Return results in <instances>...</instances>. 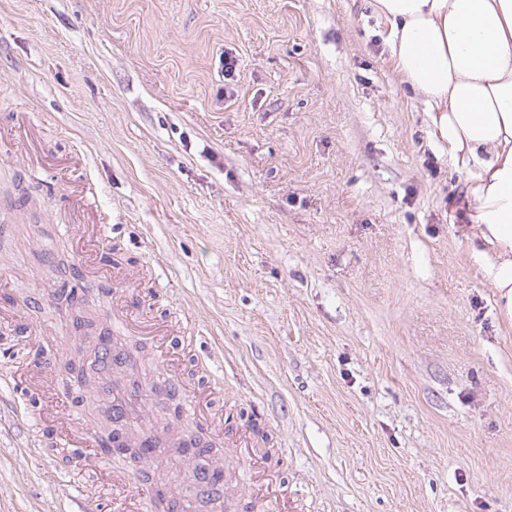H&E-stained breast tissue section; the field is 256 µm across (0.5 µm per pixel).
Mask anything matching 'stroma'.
Listing matches in <instances>:
<instances>
[{"mask_svg": "<svg viewBox=\"0 0 512 512\" xmlns=\"http://www.w3.org/2000/svg\"><path fill=\"white\" fill-rule=\"evenodd\" d=\"M373 0H0V307L49 336L55 370L89 333L51 301L84 280L62 163L105 219L100 263L140 270L137 313L179 317L186 384L223 387L231 427L273 436L282 500L227 470L234 512H512V318L481 277L465 176L395 67ZM61 447L15 421L0 378V512H118L90 471L105 403Z\"/></svg>", "mask_w": 512, "mask_h": 512, "instance_id": "1", "label": "stroma"}]
</instances>
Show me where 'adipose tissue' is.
Returning a JSON list of instances; mask_svg holds the SVG:
<instances>
[{
  "mask_svg": "<svg viewBox=\"0 0 512 512\" xmlns=\"http://www.w3.org/2000/svg\"><path fill=\"white\" fill-rule=\"evenodd\" d=\"M391 58L464 172L474 258L512 318V0H375Z\"/></svg>",
  "mask_w": 512,
  "mask_h": 512,
  "instance_id": "1",
  "label": "adipose tissue"
}]
</instances>
